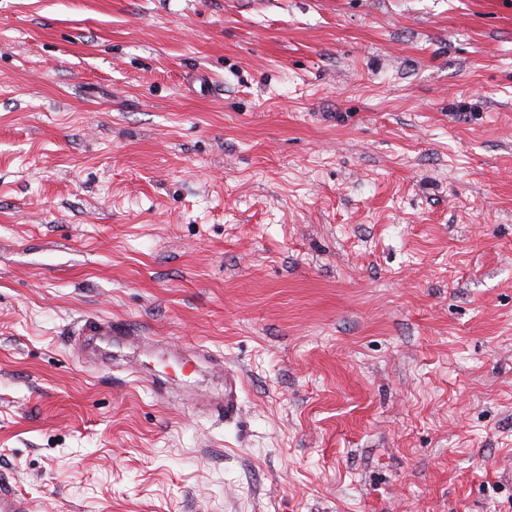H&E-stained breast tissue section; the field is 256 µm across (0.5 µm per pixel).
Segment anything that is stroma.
Instances as JSON below:
<instances>
[{"mask_svg": "<svg viewBox=\"0 0 512 512\" xmlns=\"http://www.w3.org/2000/svg\"><path fill=\"white\" fill-rule=\"evenodd\" d=\"M87 316L158 346L95 364ZM0 484L512 512V0H0ZM240 378L231 370H224V397L218 399L191 398V405L200 410L224 413V418L234 417L239 410Z\"/></svg>", "mask_w": 512, "mask_h": 512, "instance_id": "obj_1", "label": "stroma"}]
</instances>
